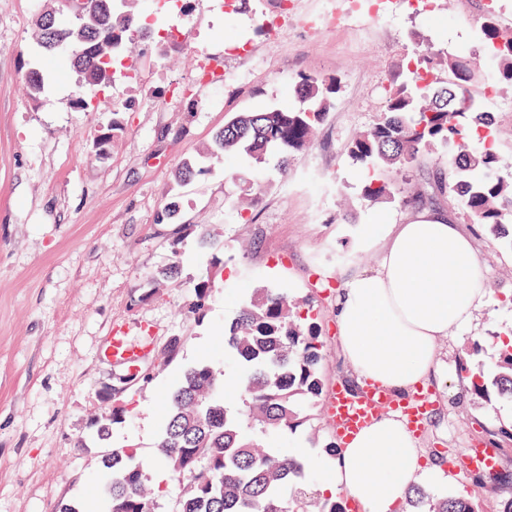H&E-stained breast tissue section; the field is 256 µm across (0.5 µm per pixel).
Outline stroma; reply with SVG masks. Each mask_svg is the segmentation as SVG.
<instances>
[{"instance_id":"35a3bbf8","label":"stroma","mask_w":512,"mask_h":512,"mask_svg":"<svg viewBox=\"0 0 512 512\" xmlns=\"http://www.w3.org/2000/svg\"><path fill=\"white\" fill-rule=\"evenodd\" d=\"M225 0H192L167 10L162 0H138L158 37L139 41L114 66L105 88L81 85L67 61L37 51L32 39L41 11L63 23L68 0H0V512H59L94 497L101 458L134 449L156 451L148 422H161L167 397L183 372L198 363L221 366L225 378L244 367L225 352L224 326L259 288L297 299L300 315L316 323L323 345L326 387L362 388L342 357L336 303L348 275L376 267L378 246L363 241L370 224H397L432 211L451 217L480 249L493 300L469 326L449 330L436 351L440 369L425 387L435 407L419 440L427 465L477 440L497 444L493 473L450 476L424 483L434 497L460 496L476 512H496L512 498V404L472 391L471 373L498 356L497 333L512 328V251L468 221L453 195L418 198L433 168L446 167L448 148L427 168L396 179L391 198H362L364 168L349 157L352 138L378 120L390 75L405 71L427 49L465 52L490 69L481 39L484 0H387L372 15L363 0L357 15H338L335 27L308 26L317 0H249L245 10ZM227 78L206 80L212 62ZM43 71L37 97L26 88L30 69ZM304 76L335 78L340 90L311 146L291 158L264 163L206 161L207 171L185 185L176 175L209 146L237 113L291 106ZM84 96L89 105L76 110ZM122 129L107 157L96 142L113 120ZM265 190L246 217L227 198ZM179 221L158 223L168 202ZM176 282L156 286L172 262ZM212 288L202 322L183 314L201 276ZM130 339L153 334L161 348L182 337L179 359L155 368L148 385H134L126 421L106 439L89 438V421L104 408L119 366L101 351L110 329ZM327 401L307 412L296 430L274 436L276 446L303 447L309 460L326 454L335 434Z\"/></svg>"}]
</instances>
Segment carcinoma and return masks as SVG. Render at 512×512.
Returning <instances> with one entry per match:
<instances>
[{
  "label": "carcinoma",
  "mask_w": 512,
  "mask_h": 512,
  "mask_svg": "<svg viewBox=\"0 0 512 512\" xmlns=\"http://www.w3.org/2000/svg\"><path fill=\"white\" fill-rule=\"evenodd\" d=\"M101 6L75 18L69 25L49 13L36 22L35 43L55 53L59 38L72 46L71 65L85 85L103 88L112 68L134 32L148 23L130 9L128 0H100ZM112 32V42L105 41ZM482 38L495 63L484 73L471 58L437 50L407 72L391 80L383 113L368 130L349 144L350 157L366 165L362 195L378 202L394 195L390 174L418 166L438 145H451L448 169L433 172L429 187L453 193L472 223L507 241L512 250V175L501 171V147L493 134L494 117L484 111L482 96L471 87L489 91L512 86V36L503 35L489 14L480 24ZM339 82L305 76L294 91L302 102L296 109L269 108L240 112L224 124L207 157L245 156L262 162L270 151L287 168L293 153L309 146L313 132L328 114ZM211 280L193 286V298L183 314L197 321L204 317ZM229 348L247 369L243 408L224 404L221 373L200 363L185 371L169 396L157 451L177 477L189 474L172 512H290V493L304 482V461L263 441L272 430H291L304 423V411L321 401V341L313 323L294 315L284 293L261 288L224 334ZM182 338L173 336L163 346V359L174 363ZM512 399V345L500 349L491 373L472 374L476 395L489 398L488 385ZM124 382L112 388V413L90 422L99 437L125 421L129 412ZM104 481L98 493L101 512H155V498L144 488L143 466L136 451L126 448L105 455ZM423 512H475L462 497L434 500L418 491Z\"/></svg>",
  "instance_id": "obj_1"
}]
</instances>
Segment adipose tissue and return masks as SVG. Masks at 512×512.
<instances>
[{
  "label": "adipose tissue",
  "mask_w": 512,
  "mask_h": 512,
  "mask_svg": "<svg viewBox=\"0 0 512 512\" xmlns=\"http://www.w3.org/2000/svg\"><path fill=\"white\" fill-rule=\"evenodd\" d=\"M490 298L482 258L457 224L423 211L389 225L379 266L344 284L336 304L340 350L358 379L409 392L436 372L439 340L470 324ZM415 434L399 416H378L334 459L321 493H344L362 512H396L427 473Z\"/></svg>",
  "instance_id": "obj_1"
}]
</instances>
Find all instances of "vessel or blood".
<instances>
[{
  "mask_svg": "<svg viewBox=\"0 0 512 512\" xmlns=\"http://www.w3.org/2000/svg\"><path fill=\"white\" fill-rule=\"evenodd\" d=\"M143 354L142 346L131 344L121 332L111 333L103 350L106 359L125 367L134 366ZM433 404L428 391L419 389L406 397H395L387 388L375 382H366L360 393L333 388L327 407L336 438L339 442L350 441L381 412H398L412 431H420ZM499 450L493 445L478 443L461 450L448 459L451 473L468 475L475 472H491L497 469Z\"/></svg>",
  "mask_w": 512,
  "mask_h": 512,
  "instance_id": "obj_1",
  "label": "vessel or blood"
}]
</instances>
